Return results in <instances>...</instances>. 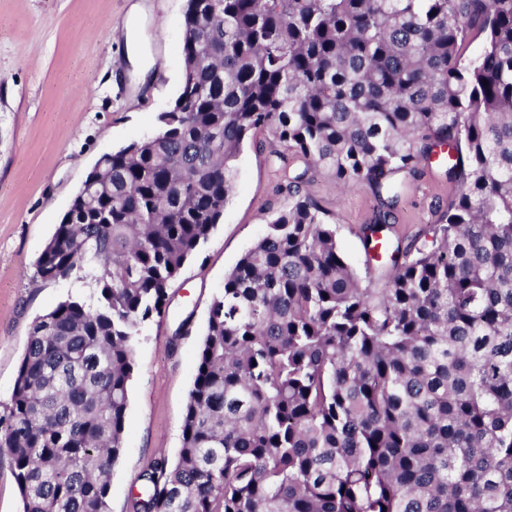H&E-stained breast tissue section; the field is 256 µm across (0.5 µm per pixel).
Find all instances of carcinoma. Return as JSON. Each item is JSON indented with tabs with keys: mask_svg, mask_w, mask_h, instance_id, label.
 Listing matches in <instances>:
<instances>
[{
	"mask_svg": "<svg viewBox=\"0 0 512 512\" xmlns=\"http://www.w3.org/2000/svg\"><path fill=\"white\" fill-rule=\"evenodd\" d=\"M184 28L158 131L98 160L36 262L92 293L35 318L0 403L23 512H109L140 326L257 133L285 150L288 209L213 297L178 457L133 512H512V0H186ZM440 146L431 239L362 281L309 171L371 188L369 251L392 177Z\"/></svg>",
	"mask_w": 512,
	"mask_h": 512,
	"instance_id": "cac0c4a2",
	"label": "carcinoma"
}]
</instances>
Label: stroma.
Wrapping results in <instances>:
<instances>
[{
  "instance_id": "1",
  "label": "stroma",
  "mask_w": 512,
  "mask_h": 512,
  "mask_svg": "<svg viewBox=\"0 0 512 512\" xmlns=\"http://www.w3.org/2000/svg\"><path fill=\"white\" fill-rule=\"evenodd\" d=\"M142 12L130 13L132 4ZM185 0H0V402L11 395L33 320L80 279L50 283L35 262L98 159L152 135L183 77ZM280 144L246 140L236 189L216 229L171 284L163 319L141 326L128 392L122 453L112 468L110 512H132L142 475L159 456L176 459L196 353L224 276L289 203ZM439 162L405 178L392 240L427 239L447 202ZM337 225V242L361 279L382 283L362 226L373 216L368 186L336 189L329 174L305 185Z\"/></svg>"
}]
</instances>
